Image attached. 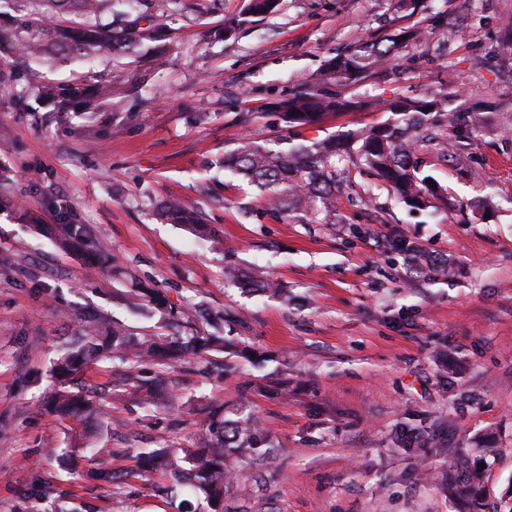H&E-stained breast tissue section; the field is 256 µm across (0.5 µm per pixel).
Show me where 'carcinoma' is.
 Masks as SVG:
<instances>
[{
    "mask_svg": "<svg viewBox=\"0 0 512 512\" xmlns=\"http://www.w3.org/2000/svg\"><path fill=\"white\" fill-rule=\"evenodd\" d=\"M112 0H0L15 14L14 22L0 27V46L5 44L23 58L35 61H56L60 58H91L108 54L121 61L149 60L159 66L169 61L170 46L164 27L157 19L164 17V2L159 12L146 13L141 5L147 0H125L129 10L121 26L102 20L106 5ZM279 0H249L247 14L265 17L277 11ZM395 39L386 42H356L346 53L324 61L322 67L296 90L278 98L274 105L286 123L311 125L324 116L351 108L357 102L328 93L332 83L342 85L358 82L384 70L398 51ZM63 113L72 108L96 112L108 105L115 111L125 110L138 92L127 85L118 71L104 70L82 82H60L38 86L34 71L21 72L0 60V86L21 87L14 95L17 110H27V86ZM381 106L393 113V123L366 131H357L349 138L350 145L364 164L372 170L382 186L392 190L405 204L415 205L432 191L427 178L419 177L413 159L416 147L438 138L435 132H424V117L436 113L448 126L455 117L446 114L448 91L442 90L425 98L400 97ZM224 170L241 176L249 184L266 192L269 216L295 224L336 223V140L327 139L310 146H291L285 139L261 145L243 138L236 148L224 155ZM155 216L170 224H189L203 237H208L207 224L196 206L179 197L163 200ZM87 231L63 222L56 225L55 239L63 248L82 245ZM231 283L247 291H262L288 301V292L269 278L248 271H231ZM125 302L150 316L168 314L166 299L153 288L132 289ZM248 357V350L225 339L220 333L207 336L163 334L133 336L122 324L99 319L80 327L77 336L54 364L55 376L64 386L47 393L44 407L58 417L81 422L95 412L93 403L83 389L67 387L83 367L104 359H112L135 370L142 361L161 366L194 356L225 368L222 355ZM163 378L134 387L142 403L154 406L160 400ZM226 418H208L197 434L196 448H183V457L166 448H138L133 458L135 468L127 477L139 479L161 469L170 473L180 486H189L206 502L210 512H224V497L236 484L234 458L248 450L271 447V437L257 417L241 407L224 408Z\"/></svg>",
    "mask_w": 512,
    "mask_h": 512,
    "instance_id": "cac0c4a2",
    "label": "carcinoma"
}]
</instances>
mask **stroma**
Segmentation results:
<instances>
[{
	"label": "stroma",
	"mask_w": 512,
	"mask_h": 512,
	"mask_svg": "<svg viewBox=\"0 0 512 512\" xmlns=\"http://www.w3.org/2000/svg\"><path fill=\"white\" fill-rule=\"evenodd\" d=\"M246 0H177L172 52L134 112L59 113L36 92L17 111L0 89V512H177L186 490L162 475L126 481L133 448H187L216 406L250 405L277 443L236 458L240 487L224 512H512V0H280L258 20ZM400 38L396 72L344 88L360 108L290 127L273 104L357 40ZM39 80L80 81L111 67L59 60ZM447 90L455 111H493L420 149L437 185L421 205L398 202L350 152L332 224L284 223L264 195L220 163L242 135L309 144L388 122L367 101ZM195 203L223 247L154 216L162 199ZM86 226L84 251L56 247L60 220ZM260 269L289 302L246 294L227 269ZM146 284L172 321L121 299ZM261 362L231 359L167 372L177 410L119 399V363L78 380L99 413L60 421L42 406L51 368L80 321L103 317L135 336L209 332L201 312ZM110 467L114 482L75 480ZM480 471L471 500L451 487Z\"/></svg>",
	"instance_id": "1"
}]
</instances>
